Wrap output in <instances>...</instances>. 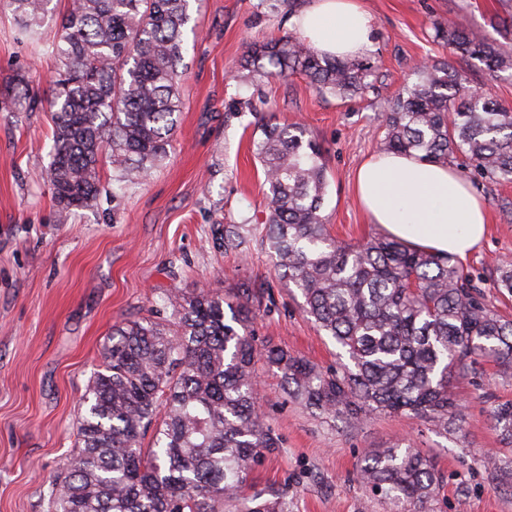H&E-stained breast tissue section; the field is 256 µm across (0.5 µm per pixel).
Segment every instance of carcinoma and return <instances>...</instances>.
I'll return each mask as SVG.
<instances>
[{"mask_svg":"<svg viewBox=\"0 0 512 512\" xmlns=\"http://www.w3.org/2000/svg\"><path fill=\"white\" fill-rule=\"evenodd\" d=\"M52 3L4 0L23 37L57 27L45 175L64 218L100 194L102 159L112 163L115 193L141 183L166 156L181 108L190 0H68L58 15ZM436 36L490 79L512 75V54L484 34L450 21ZM241 68L260 80L302 74L321 96L372 86L369 63L320 56L297 33L253 43ZM414 75L383 110L381 151L443 163L462 154L478 174L511 183L512 106L472 95L464 68L445 60L421 62ZM3 94L16 112L36 103L22 88ZM263 135L255 149L268 212L260 241L277 278L339 347L336 366L257 343L250 319L261 296L253 288L163 294L168 319L113 326L49 512H291L282 487L248 492L256 467L282 448L259 406L260 359L280 374L288 397L317 415L357 426L374 412L409 414L439 434L460 428L453 386L480 361L512 373V319L493 309L470 272L384 235L340 243L322 215L328 182L319 143L298 126ZM214 235L226 252L243 253L251 241L245 224ZM494 287L512 293L511 261L498 265ZM491 417L512 444V403L493 407ZM358 481L390 512H429L443 477L417 449L394 441L365 454Z\"/></svg>","mask_w":512,"mask_h":512,"instance_id":"carcinoma-1","label":"carcinoma"}]
</instances>
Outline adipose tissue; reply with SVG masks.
<instances>
[{"mask_svg": "<svg viewBox=\"0 0 512 512\" xmlns=\"http://www.w3.org/2000/svg\"><path fill=\"white\" fill-rule=\"evenodd\" d=\"M289 23L321 55L352 59L373 44L374 19L362 0H312ZM356 194L371 223L417 248L464 259L487 233L480 196L447 163L371 156L357 172Z\"/></svg>", "mask_w": 512, "mask_h": 512, "instance_id": "adipose-tissue-1", "label": "adipose tissue"}]
</instances>
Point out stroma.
<instances>
[{
    "instance_id": "1",
    "label": "stroma",
    "mask_w": 512,
    "mask_h": 512,
    "mask_svg": "<svg viewBox=\"0 0 512 512\" xmlns=\"http://www.w3.org/2000/svg\"><path fill=\"white\" fill-rule=\"evenodd\" d=\"M312 0H192L196 32L186 35L181 111L167 156L144 184L112 196V165L99 167L101 194L60 221L43 173L50 162L52 113L46 100L56 61L40 39L23 38L0 10V87L26 75L40 105L13 112L0 104V512H48L52 484L77 446L80 401L101 361L113 325L158 314L163 291L261 292L251 327L261 342L322 367L337 348L306 317L300 295L273 271L267 249L227 252L213 227L260 228L267 212L263 171L252 151L270 125L300 124L325 150L328 191L323 213L337 240L356 244L381 234L353 194L364 159L378 153L385 99L412 82L416 63L446 59L438 24L452 20L512 51V35L495 21L512 0H363L375 21L371 88L352 97L319 96L307 79L235 78L249 42L288 35L289 17ZM482 196L487 235L462 266L491 306L512 316V296L493 278L512 260V183H496L455 158ZM260 406L280 437V451L254 472L256 488L287 487L293 512H389L357 481L364 455L390 441H409L445 476L434 512H512V475L489 458L512 462L490 416L512 402V375L484 364L459 386L461 430L440 435L415 418L374 415L358 428L318 417L283 391L274 369L257 364Z\"/></svg>"
}]
</instances>
